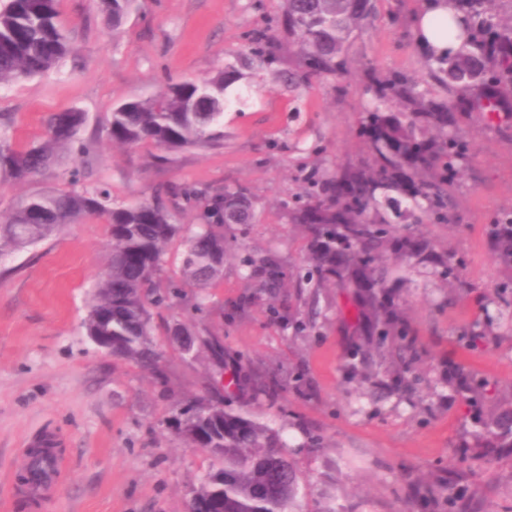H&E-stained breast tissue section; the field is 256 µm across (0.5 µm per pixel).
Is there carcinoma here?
I'll return each instance as SVG.
<instances>
[{"label":"carcinoma","instance_id":"carcinoma-1","mask_svg":"<svg viewBox=\"0 0 512 512\" xmlns=\"http://www.w3.org/2000/svg\"><path fill=\"white\" fill-rule=\"evenodd\" d=\"M58 0H0V86L41 76L70 53L69 32L58 21ZM133 0H100L112 26L118 27ZM455 14L434 20L439 34L460 39L443 55L420 50L422 73L380 72L367 68L358 135L362 157L329 169L315 167L305 179L298 205L288 221L309 239L313 270L292 273L267 253L242 259L246 277L271 293L295 280L297 301L315 298L310 287L335 281L342 288L366 292L365 315L378 336H402L398 309L381 300L392 271L382 266L388 251L401 267L419 270L439 265L451 278L457 263L429 240L401 234L408 224H450L454 187L463 176L470 145L466 121L477 117L501 137L512 139V0H445ZM376 13V0H282L276 25L255 29L248 54L200 82L168 84L158 95L112 107L107 134L118 145L152 143L174 152L205 148L224 138L228 89L241 70L277 61L275 28L288 36L296 67L278 74L288 85L326 78L343 80L355 41ZM86 113L69 110L51 115L46 138L15 149L8 125L0 128V168L22 180L57 164V148L79 144ZM186 206L200 209L192 230L178 220ZM98 215L109 226L110 250L83 325L95 345L112 357L155 374L166 386L163 357L154 343L152 309L170 297L185 301L181 288H205L221 278L226 256L224 227L253 224L260 211L249 190L229 184L215 190L160 184L149 202L116 205L109 189L43 191L29 195L11 212L0 214V257L35 245L79 219ZM496 259L512 269V209L492 223ZM182 247L179 275L167 274L169 247ZM211 363L224 358V343L208 335L199 344ZM229 385L251 389L254 397L274 404L280 384L238 376ZM179 434L193 448H218L217 467L198 487L215 512H285L296 498L299 476L279 434L255 418L224 410V392L209 390L180 408ZM483 434L512 445V409L478 415ZM448 512H467L466 499L453 479Z\"/></svg>","mask_w":512,"mask_h":512}]
</instances>
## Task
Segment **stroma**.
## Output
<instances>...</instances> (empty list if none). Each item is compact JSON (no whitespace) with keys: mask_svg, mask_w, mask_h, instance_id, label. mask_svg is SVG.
I'll return each mask as SVG.
<instances>
[{"mask_svg":"<svg viewBox=\"0 0 512 512\" xmlns=\"http://www.w3.org/2000/svg\"><path fill=\"white\" fill-rule=\"evenodd\" d=\"M392 0L356 40L344 82L287 87L275 75L291 63L280 44L275 70L244 71L224 110V140L186 148L156 163L157 148L112 144V104L148 98L171 82L213 77L275 18L280 0H135L113 27L98 0H59L71 54L49 73L0 87V114L11 143L39 141L52 113L77 109L94 161L76 148L57 169L16 180L0 171V212L26 196L108 184L116 203L151 197L161 183L248 186L265 205L256 224L227 228L222 277L209 287L204 322L224 338V365L286 384L279 407L225 395L278 432L302 480L295 512H448L444 494L417 497V480L459 479L473 512H512V446L483 436L470 404L481 386L485 406H512V288L494 258L493 219L512 207V141L482 121L468 127L472 155L455 187L458 221L419 231L459 261L454 279L434 270L388 282L383 296L400 309L409 349L383 359L346 318L351 297L332 285L290 314L289 292L270 299L245 279L239 259L270 250L306 272V242L282 209L313 166L356 158L368 66L420 72L412 26L393 17ZM108 226L85 217L63 232L0 257V512H187L214 466L188 447L172 424L182 401L209 381L207 357L182 356L166 334L173 311L154 314L167 387L115 360L87 336L83 321L103 267ZM57 441L64 468L50 495L21 486L34 443Z\"/></svg>","mask_w":512,"mask_h":512,"instance_id":"stroma-1","label":"stroma"}]
</instances>
